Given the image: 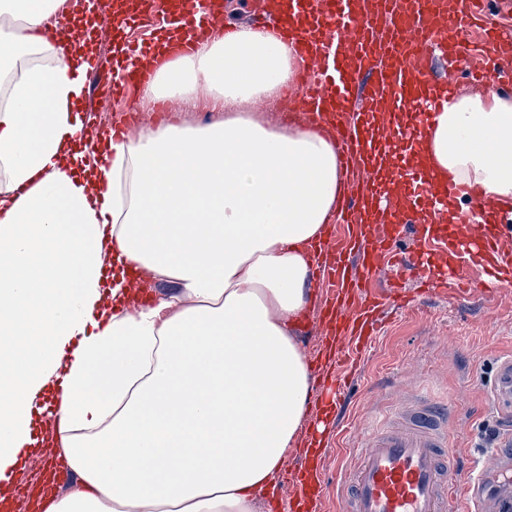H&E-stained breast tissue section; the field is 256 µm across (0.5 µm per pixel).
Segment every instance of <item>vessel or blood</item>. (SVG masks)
Masks as SVG:
<instances>
[{
  "instance_id": "obj_1",
  "label": "vessel or blood",
  "mask_w": 512,
  "mask_h": 512,
  "mask_svg": "<svg viewBox=\"0 0 512 512\" xmlns=\"http://www.w3.org/2000/svg\"><path fill=\"white\" fill-rule=\"evenodd\" d=\"M198 0H151L156 14L179 22L184 38L197 43L220 30L213 12ZM484 0H263L260 15L274 18L273 33L296 36L304 66L289 108L308 125L336 140L348 167L359 176L340 203L342 222L316 246L323 284L334 288L322 314L331 334L325 358L336 367L327 412L344 405L349 381L373 344L388 300L413 302L402 285L417 281L428 293L459 302L475 294L453 260L479 262L488 278L512 286V236L497 232L502 208L479 188L468 191L481 215L454 209L460 195L430 169L416 164L420 145L458 86L449 77L434 83L432 52L449 65L468 64L474 86H495L512 76V32L487 26ZM166 48L165 39L126 45L137 58L131 72H94L96 87L126 96L138 87ZM493 392L512 406V358L500 363ZM457 401L435 407L427 400L409 411L405 424L368 431L356 449L357 463L337 501V512H452L466 494L467 512H483L492 495L485 475L467 478L448 436ZM289 512H319L328 481L320 466L285 474Z\"/></svg>"
}]
</instances>
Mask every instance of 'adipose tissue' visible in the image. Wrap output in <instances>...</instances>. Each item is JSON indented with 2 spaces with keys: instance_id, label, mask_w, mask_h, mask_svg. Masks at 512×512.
<instances>
[{
  "instance_id": "adipose-tissue-1",
  "label": "adipose tissue",
  "mask_w": 512,
  "mask_h": 512,
  "mask_svg": "<svg viewBox=\"0 0 512 512\" xmlns=\"http://www.w3.org/2000/svg\"><path fill=\"white\" fill-rule=\"evenodd\" d=\"M52 9L0 0L22 19L0 32V472L59 373L76 483L45 512H256L309 402L289 324L343 194L336 144L239 110L280 95L294 42L241 26L185 50L175 30L145 97L188 110L203 92L224 120L104 136L103 163L88 161L73 112L84 49L45 34ZM417 158L512 203V97H455ZM133 263L168 291L141 301Z\"/></svg>"
}]
</instances>
